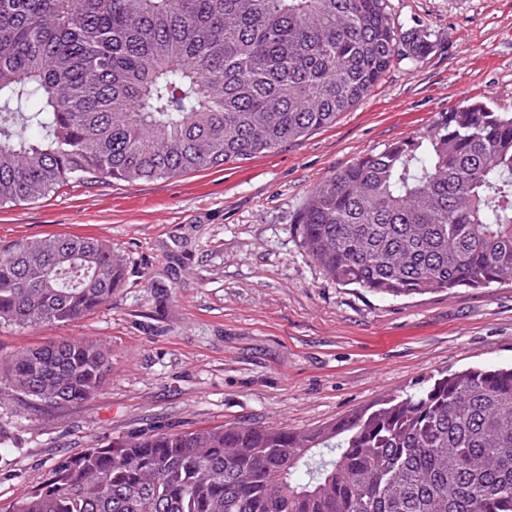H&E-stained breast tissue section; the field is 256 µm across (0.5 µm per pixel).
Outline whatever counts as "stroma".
Wrapping results in <instances>:
<instances>
[{
  "label": "stroma",
  "mask_w": 512,
  "mask_h": 512,
  "mask_svg": "<svg viewBox=\"0 0 512 512\" xmlns=\"http://www.w3.org/2000/svg\"><path fill=\"white\" fill-rule=\"evenodd\" d=\"M435 47L394 60L330 127L176 178L75 183L0 206V242L78 234L125 280L69 324L0 325V356L81 337L112 357L87 401L0 388V512L61 456L154 428L311 429L445 373L512 364V285L381 297L326 278L301 248L311 191L356 158L424 136L465 99L512 112V0H386Z\"/></svg>",
  "instance_id": "35a3bbf8"
}]
</instances>
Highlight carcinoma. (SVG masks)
<instances>
[{
	"label": "carcinoma",
	"instance_id": "obj_1",
	"mask_svg": "<svg viewBox=\"0 0 512 512\" xmlns=\"http://www.w3.org/2000/svg\"><path fill=\"white\" fill-rule=\"evenodd\" d=\"M431 48L385 0H0V205L271 152ZM298 233L325 276L382 297L512 281V113L463 100L358 157L311 192ZM124 277L93 237L0 244V323L74 322ZM111 370L81 338L0 358V382L51 404ZM10 512H512V366L312 429L132 434L54 461Z\"/></svg>",
	"mask_w": 512,
	"mask_h": 512
}]
</instances>
